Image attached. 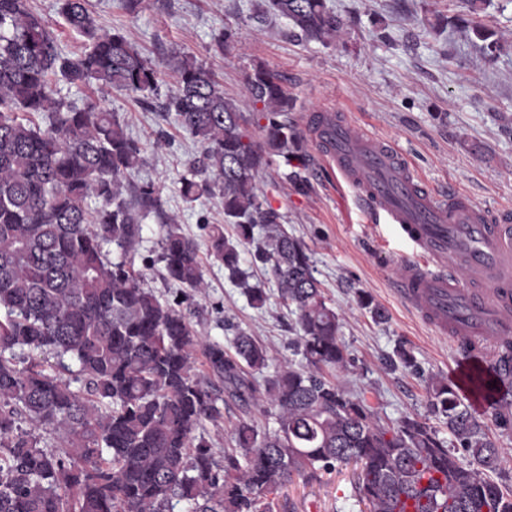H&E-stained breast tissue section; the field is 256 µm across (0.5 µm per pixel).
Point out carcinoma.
<instances>
[{"instance_id": "carcinoma-1", "label": "carcinoma", "mask_w": 512, "mask_h": 512, "mask_svg": "<svg viewBox=\"0 0 512 512\" xmlns=\"http://www.w3.org/2000/svg\"><path fill=\"white\" fill-rule=\"evenodd\" d=\"M258 8L307 42L328 45L343 32L327 0ZM56 10L86 39L85 52L62 51L30 0H0V512H174L181 502L187 512H273L269 496L294 477L350 464L368 512H395L406 499L424 501V512H512V486L491 477L502 449L454 384L428 387L431 414L459 445L451 450L428 420L384 424L337 382L350 363L341 319L307 246L257 185L274 163L296 187L308 181V141L279 74L259 65L247 75L253 110L243 112L194 57L174 55L175 90L162 103L202 150L183 198L219 197L233 226L231 238L223 224L209 227L210 258L260 309L265 283H250L241 267L239 246H252V263L295 315L291 345L304 364L266 375L262 343L240 332L231 354L205 342L181 303L161 300L128 265L141 220L162 214L161 197L153 183L131 180L141 149L92 89L153 97L161 70L123 31L102 29L89 0H57ZM450 22L482 42L489 63L507 49L463 16L426 20L435 30ZM63 84L90 92L78 104ZM164 227L166 277L189 298L204 288L198 245L175 219ZM44 350L73 361L81 386L47 372L34 357ZM198 351L231 397L267 405L276 428L239 420L235 447L220 457L196 439L224 401L193 372ZM40 429L61 433L63 451L40 446ZM426 473L434 477L425 483Z\"/></svg>"}]
</instances>
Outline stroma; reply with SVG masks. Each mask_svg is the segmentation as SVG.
<instances>
[{"label":"stroma","instance_id":"obj_1","mask_svg":"<svg viewBox=\"0 0 512 512\" xmlns=\"http://www.w3.org/2000/svg\"><path fill=\"white\" fill-rule=\"evenodd\" d=\"M98 24L122 29L130 41L163 68L161 94L176 82L164 61L175 52L211 68L226 96L250 111L245 78L257 65L278 73L294 99L296 124L324 107H335L368 132L393 141L422 183L459 189L481 205L512 211V50L486 62L478 42L454 27L440 33L423 25L439 14L465 12V0H327L343 20L342 43H306L289 33L286 20L261 21L257 0H147L138 16L128 15L121 0H90ZM236 32L223 53L213 39L224 28ZM103 105L123 123L141 147L142 166L132 179L158 188L166 214L199 248L207 246V228L224 221L219 198L185 201L181 180L190 175L201 148L177 124L174 113L153 99L136 100L115 90L102 94ZM259 184L273 208L285 217L289 232L307 246L315 276L342 318V340L351 364L341 385L364 395L378 417L393 423L404 416L427 417L432 381L455 378V352L448 337L427 328L396 296L392 279L396 255L407 244L390 225L372 223L352 189L339 186L319 160H312L308 184L296 189L282 169L260 172ZM141 238L128 261L144 287L173 300L177 287L165 278L161 260L163 230L156 216L141 222ZM205 287L188 303L192 323L205 340L230 344L238 332L255 336L276 368L294 357L295 317L274 283L268 300L254 308L224 269L204 259ZM370 296L385 314L376 320L362 308L359 294ZM404 348L418 365L394 363ZM473 417L506 455L496 480L512 484V427L504 428L498 411L471 406ZM248 417L265 429L274 421L262 406H242L228 397L223 416L204 422L196 433L216 449L233 445V428ZM273 512H361L353 466L319 472L310 480L294 478L273 496Z\"/></svg>","mask_w":512,"mask_h":512}]
</instances>
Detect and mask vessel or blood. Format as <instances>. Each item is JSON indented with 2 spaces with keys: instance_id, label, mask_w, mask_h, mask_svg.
I'll return each instance as SVG.
<instances>
[{
  "instance_id": "vessel-or-blood-1",
  "label": "vessel or blood",
  "mask_w": 512,
  "mask_h": 512,
  "mask_svg": "<svg viewBox=\"0 0 512 512\" xmlns=\"http://www.w3.org/2000/svg\"><path fill=\"white\" fill-rule=\"evenodd\" d=\"M305 130L326 169L376 220L393 226L410 248L395 260V291L427 326L449 337L461 356L458 384L484 406L507 405L473 378L512 376L501 350L512 340V214L476 204L466 193L419 184L399 147L331 109Z\"/></svg>"
}]
</instances>
